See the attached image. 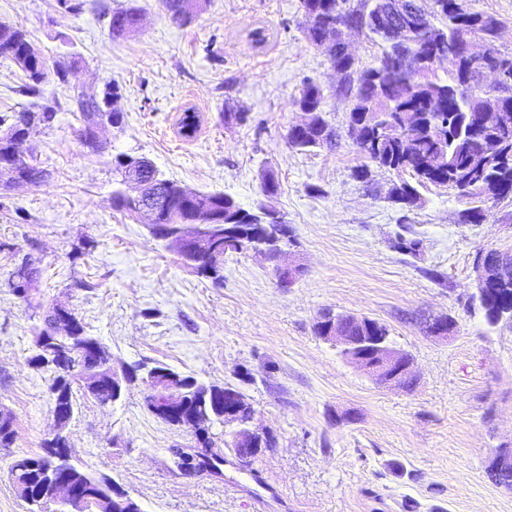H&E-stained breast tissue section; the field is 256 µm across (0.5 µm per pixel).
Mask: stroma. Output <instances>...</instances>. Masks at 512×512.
I'll return each instance as SVG.
<instances>
[{
  "mask_svg": "<svg viewBox=\"0 0 512 512\" xmlns=\"http://www.w3.org/2000/svg\"><path fill=\"white\" fill-rule=\"evenodd\" d=\"M84 2L72 14L56 0H0V23L24 25L47 61L75 60L89 94L118 87L124 117L90 152L64 89L49 82L27 94L22 72L0 59V119L60 107L30 137L46 180L0 190V409L18 433L0 448V512H27L7 467L40 452L54 426L49 381L27 363L38 317L2 286L22 258L41 273L42 306L74 309L115 365L162 363L210 384L255 377L242 392L274 445L247 467L225 451L219 476L182 465L180 453L199 455L197 440L149 412L146 380L107 406L78 401L74 455L144 512H512V492L485 471L496 450L512 448V322L488 326L468 305L478 254L512 253V197L482 202L481 221L463 224L474 204L455 189L420 188L405 212L387 198L396 173L374 166L357 179L366 160L346 133L349 104L304 37L300 0H204L185 24L161 0ZM121 8L137 9L142 24L115 42L108 13ZM258 27L268 30L261 46L251 41ZM307 83L327 93L333 148L287 143ZM188 108L200 115L190 138L179 132ZM228 112L243 118L225 123ZM121 152L245 209L268 202L294 239L302 271L292 286H279L275 260L250 252L225 257L219 285L181 266L147 225L113 210ZM267 171L279 183L269 200ZM402 236L419 239V252L399 250ZM327 310L385 325L413 360V386L376 383L317 336ZM438 314L455 321L451 337L426 332L424 318ZM54 105L45 104L38 106L36 109H25L20 112H16L13 115L12 122L9 127H11L13 124H15L18 121H21L22 118L26 119H37L40 124H43L45 127L52 126L57 112H58V106H56V103H53Z\"/></svg>",
  "mask_w": 512,
  "mask_h": 512,
  "instance_id": "35a3bbf8",
  "label": "stroma"
}]
</instances>
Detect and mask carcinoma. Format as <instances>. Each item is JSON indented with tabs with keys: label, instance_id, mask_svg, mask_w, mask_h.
<instances>
[{
	"label": "carcinoma",
	"instance_id": "1",
	"mask_svg": "<svg viewBox=\"0 0 512 512\" xmlns=\"http://www.w3.org/2000/svg\"><path fill=\"white\" fill-rule=\"evenodd\" d=\"M165 14L174 22L186 23L198 11L199 0H161ZM300 0L301 8L319 13L321 26L336 20V4L344 7V14L354 23L363 21L365 0ZM440 7L430 13V19L417 29L412 45L402 51L414 56L416 66H406L400 58L390 54L393 46L388 33L371 29L370 37L383 46L382 54L375 63L364 70L370 80L362 86L354 82L352 76L341 81L335 93L350 98L354 102L351 116L358 122H366L360 138L353 140L358 151L370 162L389 171H405L414 182L401 180L394 184L388 199L407 208L420 200L418 187L427 184L454 187L472 176V161L487 156L491 161L482 171L488 184L487 198L501 199L512 197V126L504 128L496 123L481 124L480 113L471 111L468 97L455 88V83L446 79H426L421 70L430 66L434 54L448 43H460L473 37H483L494 45L493 52L499 53L497 33L500 20L492 14L477 10L460 13L455 10V0H435ZM140 14L133 8L116 10L110 14L108 34L113 41H122L138 31ZM0 58L11 61L26 77L25 90L36 94L39 86L46 81L47 61L40 49L30 39L28 31L21 24H0ZM75 62H57L53 68L55 81L68 93L75 111L80 114L81 139L94 135V130L113 122L122 124V114L111 109L112 97L119 95L117 87L110 88L98 99L81 94L76 79ZM325 93L317 84L307 83L301 89L296 103L308 105L318 113H323ZM58 109L45 104L35 109H25L13 115L12 122L22 119H36L39 123L52 126ZM321 127L313 136L292 134L288 144L298 150L331 148L335 146L331 138L332 128L325 118H320ZM180 132L190 137L195 134L199 117L196 112L186 110L180 118ZM32 185L42 182L44 170L32 159L20 171ZM195 205L184 208L177 205L159 211L158 224H189L196 220L201 209L219 200H228L221 192H193ZM239 211L233 206L224 208V229L239 233L243 240L235 249L243 253L258 245L265 228L256 224H245L238 219ZM40 272L26 260L14 264L13 270L4 282V287L20 302L33 306L34 294L21 296L18 284L25 282L37 288ZM492 302L509 300L512 302V279L493 281L490 284ZM75 323L77 335L62 342V346L73 352L72 367L79 370L104 372L96 390L95 401L104 404L112 401V379L105 372L112 370L109 352L99 344V340L87 332L81 318L70 313ZM35 369L49 377V391L57 392L60 404L74 411L77 394L84 388L76 381L62 383L60 370L43 364ZM216 417L208 416L203 425L194 430L198 442L204 448H214L209 425ZM17 437L14 418L0 415V448H9ZM17 468L20 484L35 490L39 484L40 471L46 466L45 453L27 454L12 460Z\"/></svg>",
	"mask_w": 512,
	"mask_h": 512
}]
</instances>
